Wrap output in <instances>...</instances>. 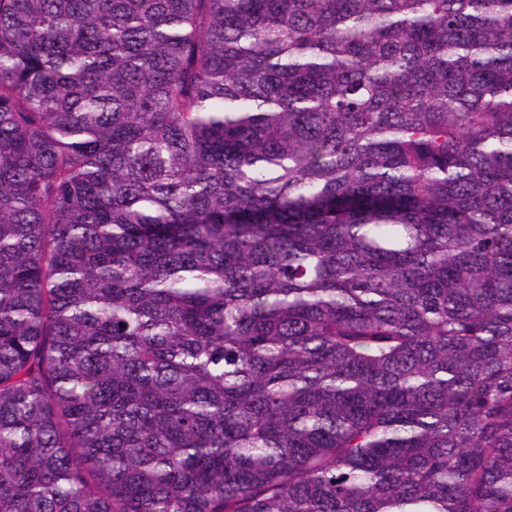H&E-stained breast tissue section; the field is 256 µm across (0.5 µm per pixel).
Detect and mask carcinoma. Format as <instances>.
Masks as SVG:
<instances>
[{
    "label": "carcinoma",
    "mask_w": 512,
    "mask_h": 512,
    "mask_svg": "<svg viewBox=\"0 0 512 512\" xmlns=\"http://www.w3.org/2000/svg\"><path fill=\"white\" fill-rule=\"evenodd\" d=\"M0 512H512V0H0Z\"/></svg>",
    "instance_id": "obj_1"
}]
</instances>
